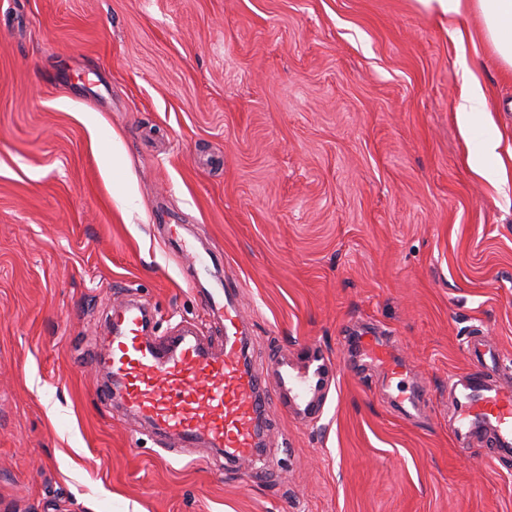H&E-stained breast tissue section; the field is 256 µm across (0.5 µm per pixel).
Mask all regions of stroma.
Returning <instances> with one entry per match:
<instances>
[{"mask_svg":"<svg viewBox=\"0 0 512 512\" xmlns=\"http://www.w3.org/2000/svg\"><path fill=\"white\" fill-rule=\"evenodd\" d=\"M457 23L462 44L416 0H0V512H512V465L448 433L472 333L512 374V67L473 7ZM471 72L501 190L457 120ZM195 277L241 284L256 368H341L317 424L273 413L253 481L98 400L129 299L151 335L219 345ZM366 325L406 375L341 349ZM416 382L409 421L387 394ZM499 147L500 141L496 139H483L475 143L472 147V159L474 163L477 165L479 172L487 178H491V174L481 164V161L487 157L498 156L497 150L499 149ZM428 391L425 388L409 397L395 396L392 400L395 411L407 419H419L428 406Z\"/></svg>","mask_w":512,"mask_h":512,"instance_id":"1","label":"stroma"}]
</instances>
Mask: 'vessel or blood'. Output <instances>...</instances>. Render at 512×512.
<instances>
[{
  "instance_id": "vessel-or-blood-1",
  "label": "vessel or blood",
  "mask_w": 512,
  "mask_h": 512,
  "mask_svg": "<svg viewBox=\"0 0 512 512\" xmlns=\"http://www.w3.org/2000/svg\"><path fill=\"white\" fill-rule=\"evenodd\" d=\"M197 294L223 330L222 353L185 330L154 342L144 307L115 310L112 330L100 342L99 359L111 377L100 402L108 407L120 401L126 413L150 423L157 436L175 438L179 447L204 445L225 462L246 464L262 445L281 396H288L307 422L322 419L333 364L314 349L299 363L278 360L276 378L268 380L247 360L238 288H201ZM467 349L474 367L448 382V428L460 446L485 443L491 460L512 461V382L496 378L501 356L493 346L474 336ZM355 351L391 373L400 369L371 331H359ZM392 403L404 418L418 419L428 406V391L397 396Z\"/></svg>"
}]
</instances>
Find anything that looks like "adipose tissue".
<instances>
[{"label":"adipose tissue","instance_id":"ef3b65f1","mask_svg":"<svg viewBox=\"0 0 512 512\" xmlns=\"http://www.w3.org/2000/svg\"><path fill=\"white\" fill-rule=\"evenodd\" d=\"M467 1L482 16L498 55L512 66V0H418L426 11L451 21L460 15Z\"/></svg>","mask_w":512,"mask_h":512}]
</instances>
